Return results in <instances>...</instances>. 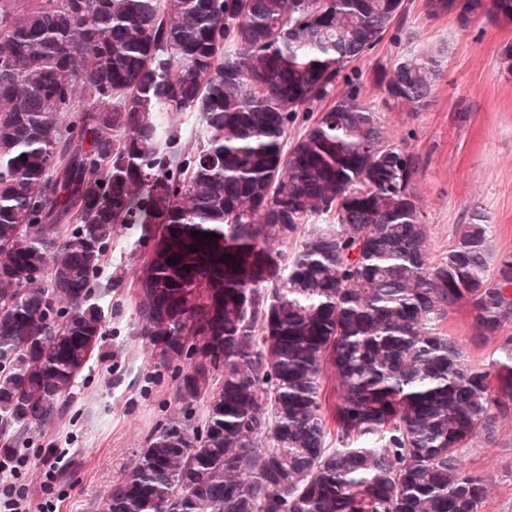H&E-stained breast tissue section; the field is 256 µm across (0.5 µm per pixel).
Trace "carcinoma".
I'll return each mask as SVG.
<instances>
[{
	"label": "carcinoma",
	"mask_w": 512,
	"mask_h": 512,
	"mask_svg": "<svg viewBox=\"0 0 512 512\" xmlns=\"http://www.w3.org/2000/svg\"><path fill=\"white\" fill-rule=\"evenodd\" d=\"M402 7L0 0V438L51 419L98 349L116 228L159 222L139 335L204 414L152 433L106 512H478L465 456L512 417V336L476 366L444 320L468 306L475 335L497 336L512 255L489 279L490 227L465 224L432 260L414 159L358 91L288 141ZM426 7L462 26L512 15V0ZM447 53L401 55L385 101L425 109Z\"/></svg>",
	"instance_id": "cac0c4a2"
}]
</instances>
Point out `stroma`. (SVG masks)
<instances>
[{
    "mask_svg": "<svg viewBox=\"0 0 512 512\" xmlns=\"http://www.w3.org/2000/svg\"><path fill=\"white\" fill-rule=\"evenodd\" d=\"M402 18L382 40L346 69L337 93L356 84L379 106L388 139L413 155L415 191L422 203L434 256L446 253L463 224L479 214L491 224L493 258L512 254V21L480 18L460 25L451 15L429 16L425 0H404ZM447 41L445 72L422 111L385 104L376 76L398 53ZM153 225L124 224L100 263L99 283H111L106 334L88 368L57 404L54 417L22 433L19 456L27 460L19 481L32 505L51 500L55 512H104L113 483L134 465L150 435L182 412L172 370L154 365L152 350L136 333L139 266L151 252ZM469 309L450 313L447 331L473 364L486 363L496 340L475 342ZM68 451L52 469L50 452ZM483 478L480 512H512V418L493 437L477 435L465 459Z\"/></svg>",
    "mask_w": 512,
    "mask_h": 512,
    "instance_id": "stroma-1",
    "label": "stroma"
}]
</instances>
